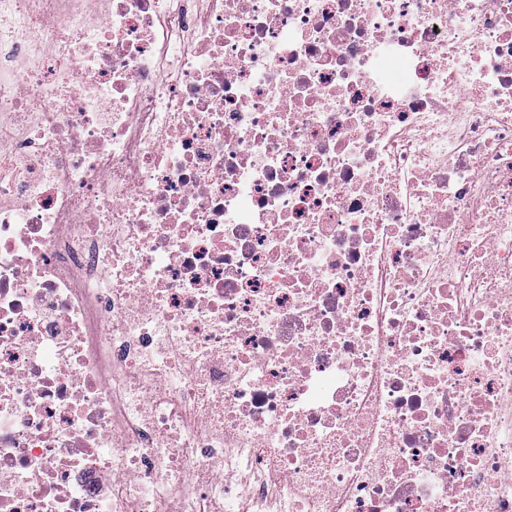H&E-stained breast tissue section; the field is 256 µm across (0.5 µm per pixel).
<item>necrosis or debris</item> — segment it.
<instances>
[{
    "instance_id": "necrosis-or-debris-1",
    "label": "necrosis or debris",
    "mask_w": 512,
    "mask_h": 512,
    "mask_svg": "<svg viewBox=\"0 0 512 512\" xmlns=\"http://www.w3.org/2000/svg\"><path fill=\"white\" fill-rule=\"evenodd\" d=\"M0 0V512H512V0Z\"/></svg>"
}]
</instances>
